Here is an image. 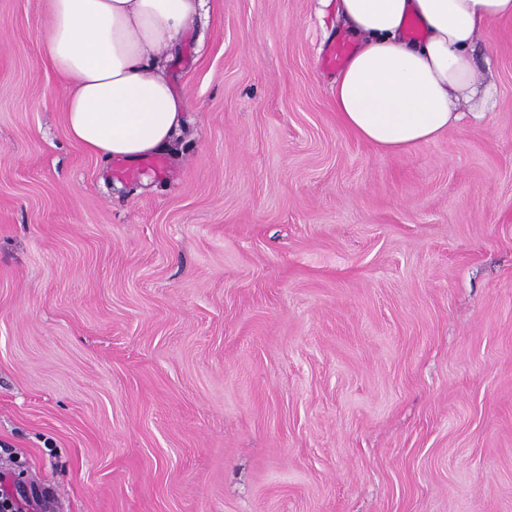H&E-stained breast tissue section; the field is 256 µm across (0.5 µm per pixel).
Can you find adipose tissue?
<instances>
[{"label": "adipose tissue", "instance_id": "obj_1", "mask_svg": "<svg viewBox=\"0 0 512 512\" xmlns=\"http://www.w3.org/2000/svg\"><path fill=\"white\" fill-rule=\"evenodd\" d=\"M43 57L68 82L65 126L81 149L125 161L158 153L180 127L186 97L161 71L205 0H48ZM359 45L334 90L342 124L360 139L401 153L461 119L459 106L486 101L472 56L483 26L512 17V0H337ZM416 22L423 35L405 34Z\"/></svg>", "mask_w": 512, "mask_h": 512}]
</instances>
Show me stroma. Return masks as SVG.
<instances>
[{"instance_id":"obj_1","label":"stroma","mask_w":512,"mask_h":512,"mask_svg":"<svg viewBox=\"0 0 512 512\" xmlns=\"http://www.w3.org/2000/svg\"><path fill=\"white\" fill-rule=\"evenodd\" d=\"M0 0V486L23 512H512V19L483 119L344 127L335 0H207L163 173L73 145Z\"/></svg>"}]
</instances>
